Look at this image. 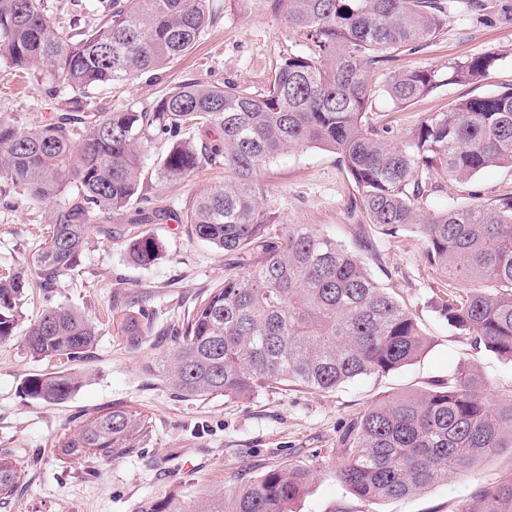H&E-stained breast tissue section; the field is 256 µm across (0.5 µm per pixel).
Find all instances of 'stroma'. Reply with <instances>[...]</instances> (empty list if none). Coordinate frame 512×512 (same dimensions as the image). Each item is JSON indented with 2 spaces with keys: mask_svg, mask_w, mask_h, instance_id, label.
Returning <instances> with one entry per match:
<instances>
[{
  "mask_svg": "<svg viewBox=\"0 0 512 512\" xmlns=\"http://www.w3.org/2000/svg\"><path fill=\"white\" fill-rule=\"evenodd\" d=\"M447 20L437 37L414 53L398 54L388 70L413 67L447 76L469 57L494 53L496 67L478 83H446L408 105L393 104L373 91L374 121L404 135L426 115L455 101L512 87V0H442ZM221 8L187 56L143 74L132 86H103L92 93L95 109H153L173 87L193 81L230 84L251 93L266 91L275 67L291 54L307 52L302 34L288 28L287 0H220ZM52 19L84 30L100 23L101 0H45ZM44 82L12 78L0 65V117L33 129L50 114ZM163 142L148 145L140 180L152 209L163 219L136 221L134 209L99 217L78 266L51 287L32 281L19 302L17 335L0 343V450L10 451L23 479L0 512H136L141 500L172 494L194 502L208 492L232 491L237 483L293 464L309 471L304 495L293 512H479L480 492L489 484L512 483V452L503 451L466 476L450 478L407 499L366 502L338 479V453L348 427L371 404L389 395L427 390L460 365L482 374L489 401L512 393V363L477 351L471 336L440 316L450 280L428 264L421 241L411 232L387 236L359 231L352 211L350 178L334 152L304 146L281 157L260 176L263 204L281 224H309L318 232L351 243L365 234L374 249L365 258L386 287L415 314L430 344L416 361L383 376L363 377L331 391L299 386L266 388L239 400L221 395L185 397L157 369L172 337L196 303L221 282L232 260L223 250L196 238L184 221L197 190L223 181L222 165L206 166L180 180L162 178L158 161ZM439 189L425 208L432 211L512 193V170L488 169L459 184L438 175ZM65 196L36 202L0 179V279L32 267L64 208ZM149 236L163 247L150 265L133 262V239ZM139 301L150 324L138 350L119 335L116 318L129 298ZM64 307L91 318L99 329L83 359L32 358L23 335L42 313ZM83 374L81 388L50 405L29 399L22 385L29 376L61 371ZM120 405L146 415L153 439L123 457L70 460L57 455V441L83 420Z\"/></svg>",
  "mask_w": 512,
  "mask_h": 512,
  "instance_id": "35a3bbf8",
  "label": "stroma"
}]
</instances>
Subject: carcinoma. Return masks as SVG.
Instances as JSON below:
<instances>
[{"mask_svg":"<svg viewBox=\"0 0 512 512\" xmlns=\"http://www.w3.org/2000/svg\"><path fill=\"white\" fill-rule=\"evenodd\" d=\"M217 11L213 0H109L100 24L73 33L52 20L44 0H0V62L34 78L46 63L48 98L70 94L35 130L0 119V177L39 201L68 194L33 268L0 280V342L15 335L28 280L48 286L75 267L97 217L137 203L141 221L155 218L144 207L140 170L148 145L161 140L167 180L224 162V182L193 197L186 223L239 269L187 315L160 360L177 392L242 399L288 384L331 391L417 360L429 338L371 273L362 256L368 241L346 245L306 224H276L261 203L262 170L313 145L339 155L364 223L386 235L417 234L427 262L464 286V296L441 308L448 326L471 336L475 349L512 361V196L486 203L475 194L465 205L424 211L440 172L466 184L490 168L512 169V87L456 101L399 139L369 117L371 72L391 54L435 39L445 23L439 0H288V27L312 48L283 58L266 92L197 81L174 87L150 112L86 114L97 87L130 86L187 55ZM498 60L493 53L467 59L448 80L480 82ZM442 82L434 71L408 68L383 73L381 90L408 104ZM128 254L147 265L160 247L142 237ZM144 320L140 310L119 323L131 349L141 345ZM97 336L87 316L50 308L24 344L33 358L72 359ZM81 385L78 374L63 371L27 379L23 393L58 404ZM151 438L145 417L114 406L65 434L58 448L76 459L117 458ZM506 448L512 394L489 404L483 378L462 367L432 389L368 408L342 449L338 479L363 501L406 499ZM309 479L303 468H274L201 506L166 496L144 500L138 512H291ZM20 482L11 455L1 452L0 501ZM481 499L483 512H512V483L482 489Z\"/></svg>","mask_w":512,"mask_h":512,"instance_id":"cac0c4a2","label":"carcinoma"}]
</instances>
